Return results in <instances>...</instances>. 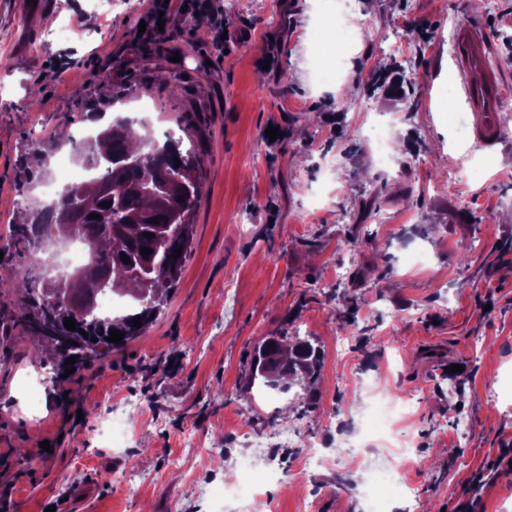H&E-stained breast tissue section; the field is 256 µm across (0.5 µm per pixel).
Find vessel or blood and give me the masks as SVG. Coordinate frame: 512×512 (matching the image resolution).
Returning a JSON list of instances; mask_svg holds the SVG:
<instances>
[{
  "mask_svg": "<svg viewBox=\"0 0 512 512\" xmlns=\"http://www.w3.org/2000/svg\"><path fill=\"white\" fill-rule=\"evenodd\" d=\"M455 58L461 85L473 117L475 142L495 150L504 134L498 96L499 77L489 63V48L476 29L461 27L455 37Z\"/></svg>",
  "mask_w": 512,
  "mask_h": 512,
  "instance_id": "1",
  "label": "vessel or blood"
}]
</instances>
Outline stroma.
Segmentation results:
<instances>
[{
  "instance_id": "stroma-1",
  "label": "stroma",
  "mask_w": 512,
  "mask_h": 512,
  "mask_svg": "<svg viewBox=\"0 0 512 512\" xmlns=\"http://www.w3.org/2000/svg\"><path fill=\"white\" fill-rule=\"evenodd\" d=\"M40 2L0 0V278L44 270L38 250L10 240L25 153L87 113L147 103L158 135L187 120L204 136L201 200L157 320L45 382L36 410L20 380L46 356L0 293V512H225L224 473L250 453L245 424L297 426L328 456L365 442L361 462L319 468L300 449H269L285 482L254 512H370L369 469L390 457L414 497H390L387 512H512V131L491 152L458 137L471 108L454 58L471 23L512 114V0H354L325 65L315 44L337 0H214L228 24L220 51L190 17L173 40L140 32L151 0ZM47 15L68 38L44 40ZM114 55L126 68L109 88L98 71ZM162 68L181 92L156 80ZM271 125L281 138L266 137ZM376 129L390 162L369 141ZM379 210L388 223H372ZM265 336L309 341L320 357L314 379L276 402L250 385ZM378 385L412 398L405 455L365 435ZM130 395L141 419L103 441L97 419ZM186 428L199 447L180 446Z\"/></svg>"
}]
</instances>
